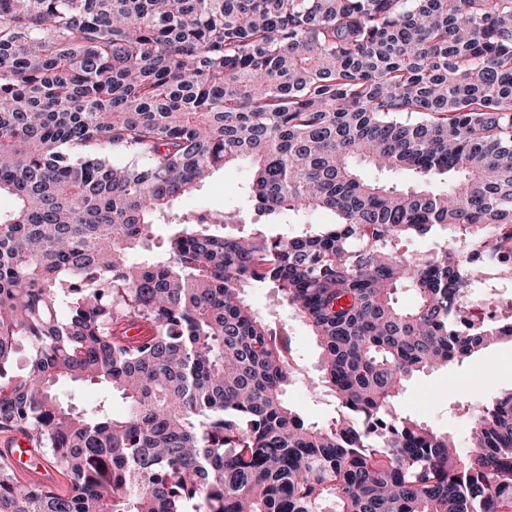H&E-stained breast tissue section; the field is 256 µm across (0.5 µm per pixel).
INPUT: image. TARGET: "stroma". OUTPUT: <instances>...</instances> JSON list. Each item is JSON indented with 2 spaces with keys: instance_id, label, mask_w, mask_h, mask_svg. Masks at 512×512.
I'll return each instance as SVG.
<instances>
[{
  "instance_id": "1",
  "label": "stroma",
  "mask_w": 512,
  "mask_h": 512,
  "mask_svg": "<svg viewBox=\"0 0 512 512\" xmlns=\"http://www.w3.org/2000/svg\"><path fill=\"white\" fill-rule=\"evenodd\" d=\"M251 179V168L242 163L214 172L199 190L179 200L175 213L245 209L244 189ZM248 300L263 315L286 323L292 333L298 368L302 374L285 395L286 403L307 421L317 424L336 417V402L326 393L309 390L305 378L316 370L318 347L308 327L274 298L271 290L252 288ZM512 389V343L503 342L482 350L462 363L428 371L414 377L399 399V411L452 434L466 444L474 408L491 402Z\"/></svg>"
}]
</instances>
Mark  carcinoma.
Returning a JSON list of instances; mask_svg holds the SVG:
<instances>
[{
    "instance_id": "cac0c4a2",
    "label": "carcinoma",
    "mask_w": 512,
    "mask_h": 512,
    "mask_svg": "<svg viewBox=\"0 0 512 512\" xmlns=\"http://www.w3.org/2000/svg\"><path fill=\"white\" fill-rule=\"evenodd\" d=\"M245 160L258 216L334 221L188 213L142 254ZM2 192L0 431L66 485L0 466V512H512V390L467 454L396 412L512 342V299L468 294L512 286V0H0ZM250 288L314 336L332 423L284 402L293 340Z\"/></svg>"
}]
</instances>
